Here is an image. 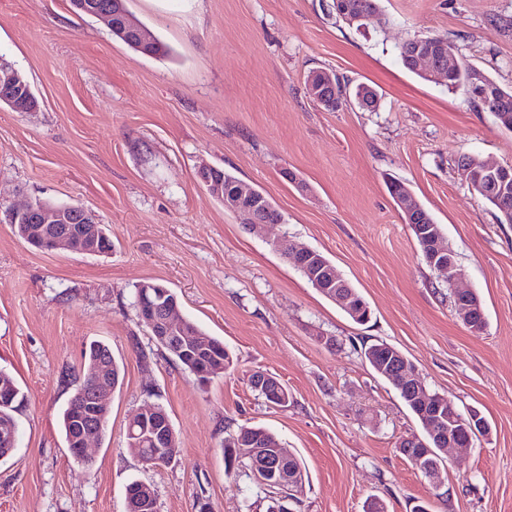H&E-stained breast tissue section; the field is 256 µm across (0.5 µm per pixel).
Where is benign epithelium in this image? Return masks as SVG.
I'll use <instances>...</instances> for the list:
<instances>
[{
    "label": "benign epithelium",
    "instance_id": "1",
    "mask_svg": "<svg viewBox=\"0 0 512 512\" xmlns=\"http://www.w3.org/2000/svg\"><path fill=\"white\" fill-rule=\"evenodd\" d=\"M75 5L86 14L105 21L112 31V35L124 40L136 50L144 49L154 40L139 26L130 16L125 0H112L111 7L100 9L90 0H76ZM470 81L472 94L477 97H485L493 90L487 81L485 74L475 68H470ZM307 85L313 98L323 107L329 109L335 99L332 90L336 83L333 74L328 71L312 72L307 78ZM36 96L31 88L18 96H9L6 103L15 112H30L38 107L35 103ZM488 168L500 170L505 177L488 183L487 188L498 195L509 191V175L512 168L498 164H490ZM200 181L209 192L224 200V206L232 213L240 216L244 223L252 228H262L274 223L267 212L271 210L266 196L257 189L244 183H239V189L229 194L224 193V181L218 177L217 168L203 167L198 171ZM23 216H30L32 220L25 225L23 239L35 248L43 250H55L64 248L81 255H103L105 250L100 247V241L96 232L99 224L96 215L89 209H84L80 217L81 223H72L73 213L68 207L54 205L47 201L37 199L28 203L25 207L16 210L12 215V224ZM50 224H64L66 228L54 233L47 230ZM419 238L424 241V247L431 267L457 284V265L448 260V248L440 244V239L432 233V229L426 224L411 225ZM275 248L283 249V254L295 267L305 271L318 286L334 289L336 302L345 308L354 317L363 322L370 319V308L365 301L359 299L355 292H344L350 284L339 277L332 267L322 262L320 253L314 249L290 245L286 248L281 243H276ZM143 293L139 294V309L142 318L152 333L164 340H177L182 352L193 356L198 360L197 375L199 380L207 381L211 377L222 372L223 365L216 362L209 364L202 358L207 345L197 337L187 333L184 326V318L179 313V302L169 296L163 289H156V285L143 283L140 285ZM388 375L397 379L405 392L418 400L426 407L430 403V397L423 387L419 370L400 354H395L391 366L387 367ZM112 391L106 383L104 372H96L94 378V395L88 408V415H80L78 428L71 436V449L82 459H89L88 448L90 442L97 438L100 428L88 418L97 417L108 412ZM138 427L151 440L157 448V453L171 447L173 435L171 434V422L167 414L159 409L149 408L138 410L129 423V428ZM428 430L438 448H460L467 445V440L462 435L478 434L485 431V420L477 412L463 416L455 411L448 415H435L427 422ZM429 456L424 452L421 457L411 460L417 469L423 470L434 488H442L440 480L441 466L438 464L422 465ZM128 512H159L158 498L149 486L137 488L136 493L127 495Z\"/></svg>",
    "mask_w": 512,
    "mask_h": 512
}]
</instances>
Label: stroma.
Instances as JSON below:
<instances>
[{
	"instance_id": "35a3bbf8",
	"label": "stroma",
	"mask_w": 512,
	"mask_h": 512,
	"mask_svg": "<svg viewBox=\"0 0 512 512\" xmlns=\"http://www.w3.org/2000/svg\"><path fill=\"white\" fill-rule=\"evenodd\" d=\"M332 0H126L169 48L145 56L70 0H0V61L22 72L37 110L0 107V370L25 400L19 441L0 460V512H126V486L154 485L160 512H265L263 492L225 474L221 444L243 426L272 432L300 458L293 512H512V224L471 189L462 155L512 165V131L404 69L400 44L453 39L512 89V0H380L366 28L338 22ZM322 68L366 84L379 106L336 112L309 95ZM262 190L283 221L249 231L199 180L201 165ZM295 181L286 179V172ZM404 182L441 224L459 287L486 310L467 328L389 195ZM78 204L112 232L106 256L40 251L18 238L14 207ZM318 250L366 299L354 323L272 246ZM155 280L183 316L223 340L236 366L209 383L172 361L142 328L134 287ZM383 341L424 383L488 424L442 466L438 496L396 449L420 427L398 393L353 348ZM124 366L108 428L74 463L60 413L92 341ZM264 370L287 407L252 388ZM168 414L180 452L145 469L126 445L142 407Z\"/></svg>"
}]
</instances>
